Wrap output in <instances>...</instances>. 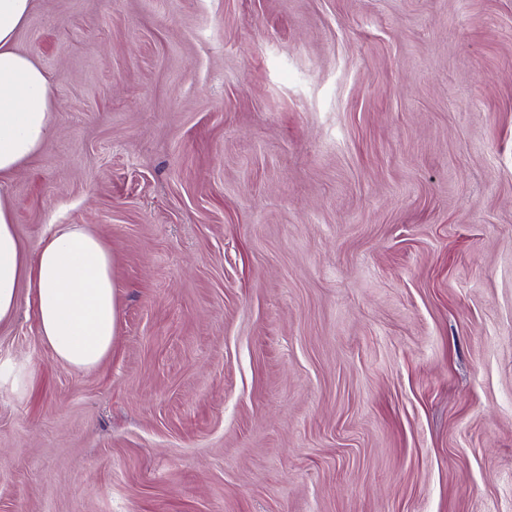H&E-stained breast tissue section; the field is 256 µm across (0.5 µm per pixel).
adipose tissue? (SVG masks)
Returning <instances> with one entry per match:
<instances>
[{"instance_id": "adipose-tissue-1", "label": "adipose tissue", "mask_w": 512, "mask_h": 512, "mask_svg": "<svg viewBox=\"0 0 512 512\" xmlns=\"http://www.w3.org/2000/svg\"><path fill=\"white\" fill-rule=\"evenodd\" d=\"M33 0H0V181L11 178L54 132L52 82L16 46ZM28 290L42 341L64 365L89 371L111 353L119 309L112 255L95 232L64 224L28 260L16 235L14 207L0 198V325L10 323Z\"/></svg>"}]
</instances>
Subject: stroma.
I'll return each mask as SVG.
<instances>
[{
    "label": "stroma",
    "instance_id": "stroma-1",
    "mask_svg": "<svg viewBox=\"0 0 512 512\" xmlns=\"http://www.w3.org/2000/svg\"><path fill=\"white\" fill-rule=\"evenodd\" d=\"M0 187L112 253L95 369L0 326V512H512V0H34ZM34 0H0V182L11 178L54 132L52 82L16 46Z\"/></svg>",
    "mask_w": 512,
    "mask_h": 512
}]
</instances>
